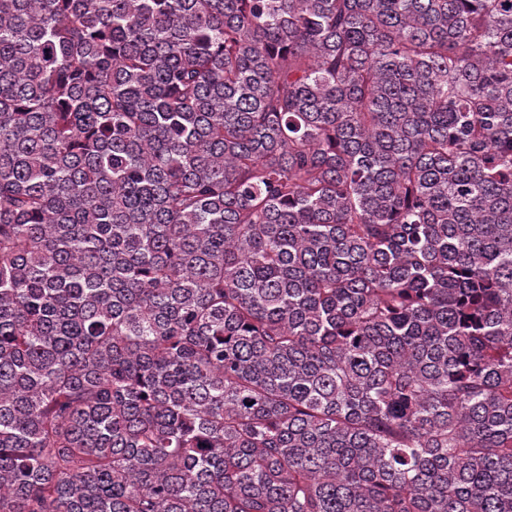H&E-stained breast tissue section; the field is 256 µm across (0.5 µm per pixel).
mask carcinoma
I'll use <instances>...</instances> for the list:
<instances>
[{"instance_id": "1", "label": "carcinoma", "mask_w": 512, "mask_h": 512, "mask_svg": "<svg viewBox=\"0 0 512 512\" xmlns=\"http://www.w3.org/2000/svg\"><path fill=\"white\" fill-rule=\"evenodd\" d=\"M0 512H512V0H0Z\"/></svg>"}]
</instances>
